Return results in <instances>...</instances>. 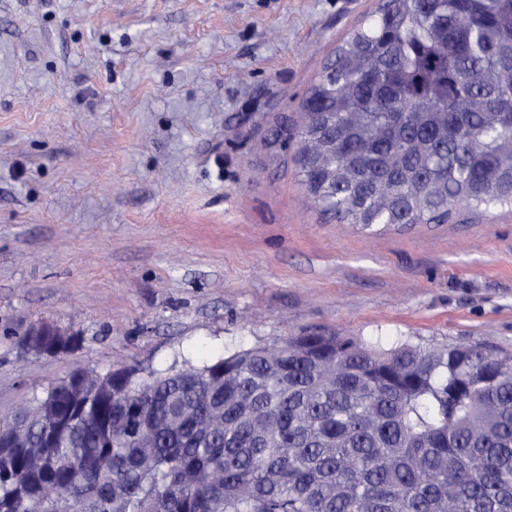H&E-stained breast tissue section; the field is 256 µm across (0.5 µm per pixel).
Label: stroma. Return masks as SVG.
Listing matches in <instances>:
<instances>
[{
	"label": "stroma",
	"instance_id": "35a3bbf8",
	"mask_svg": "<svg viewBox=\"0 0 512 512\" xmlns=\"http://www.w3.org/2000/svg\"><path fill=\"white\" fill-rule=\"evenodd\" d=\"M379 0H0V417L78 364L306 333L512 354V213L362 228L304 189L311 83ZM52 322L77 350L21 353Z\"/></svg>",
	"mask_w": 512,
	"mask_h": 512
}]
</instances>
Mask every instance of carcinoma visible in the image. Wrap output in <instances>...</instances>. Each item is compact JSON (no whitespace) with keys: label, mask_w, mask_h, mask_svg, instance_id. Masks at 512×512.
<instances>
[{"label":"carcinoma","mask_w":512,"mask_h":512,"mask_svg":"<svg viewBox=\"0 0 512 512\" xmlns=\"http://www.w3.org/2000/svg\"><path fill=\"white\" fill-rule=\"evenodd\" d=\"M295 163L348 224L512 210V0H383L302 101ZM512 512V358L299 335L68 380L0 420V512Z\"/></svg>","instance_id":"cac0c4a2"}]
</instances>
